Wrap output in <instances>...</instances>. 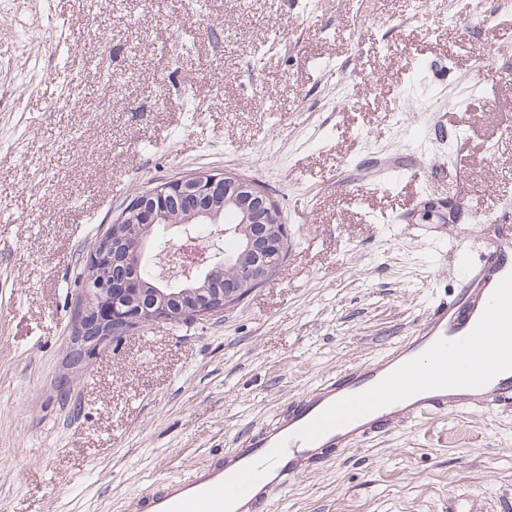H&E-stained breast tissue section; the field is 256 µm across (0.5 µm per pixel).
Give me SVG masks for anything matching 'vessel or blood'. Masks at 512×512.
I'll list each match as a JSON object with an SVG mask.
<instances>
[{
    "label": "vessel or blood",
    "instance_id": "vessel-or-blood-1",
    "mask_svg": "<svg viewBox=\"0 0 512 512\" xmlns=\"http://www.w3.org/2000/svg\"><path fill=\"white\" fill-rule=\"evenodd\" d=\"M512 405V219L409 336L318 384L238 448L142 495L139 512H266L326 449L410 418Z\"/></svg>",
    "mask_w": 512,
    "mask_h": 512
}]
</instances>
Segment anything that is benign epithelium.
Returning <instances> with one entry per match:
<instances>
[{"instance_id": "7a95c632", "label": "benign epithelium", "mask_w": 512, "mask_h": 512, "mask_svg": "<svg viewBox=\"0 0 512 512\" xmlns=\"http://www.w3.org/2000/svg\"><path fill=\"white\" fill-rule=\"evenodd\" d=\"M212 224L236 247L224 266L189 275L181 288L146 289L140 268L161 225ZM285 226L276 203L252 180L231 172H198L136 196L87 252L72 344L93 354L113 324L134 330L224 311L261 286L283 258Z\"/></svg>"}]
</instances>
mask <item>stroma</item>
<instances>
[{
  "mask_svg": "<svg viewBox=\"0 0 512 512\" xmlns=\"http://www.w3.org/2000/svg\"><path fill=\"white\" fill-rule=\"evenodd\" d=\"M509 70L512 0H0V512H137L408 336L512 208ZM225 171L280 211L275 274L72 363L103 228ZM459 504L512 512V407L370 435L270 512Z\"/></svg>",
  "mask_w": 512,
  "mask_h": 512,
  "instance_id": "1",
  "label": "stroma"
}]
</instances>
